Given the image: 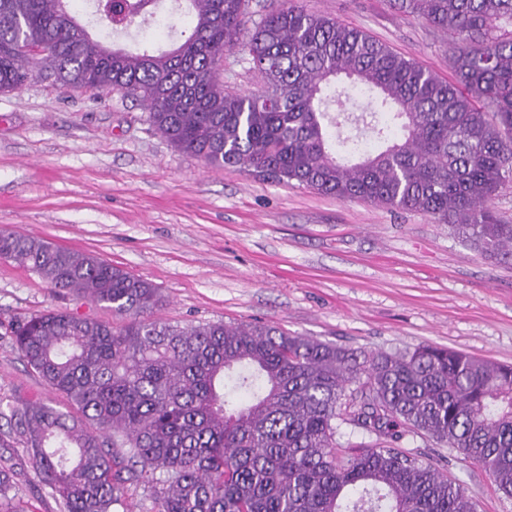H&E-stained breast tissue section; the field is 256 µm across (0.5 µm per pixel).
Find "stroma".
Listing matches in <instances>:
<instances>
[{"instance_id":"1","label":"stroma","mask_w":512,"mask_h":512,"mask_svg":"<svg viewBox=\"0 0 512 512\" xmlns=\"http://www.w3.org/2000/svg\"><path fill=\"white\" fill-rule=\"evenodd\" d=\"M454 77L452 39L388 0H299ZM72 9L107 43L166 50L188 22L161 0L159 22L108 32L88 0ZM95 254L148 280L174 324L264 322L365 352L432 344L512 365V261L482 255L428 214L391 210L214 168L177 152L143 108L112 90L35 80L0 93V226ZM45 310L122 324L89 298L52 291L0 260V401L66 399L11 347L12 323ZM0 470L15 512H63L0 417ZM478 512H512L485 471L448 465Z\"/></svg>"}]
</instances>
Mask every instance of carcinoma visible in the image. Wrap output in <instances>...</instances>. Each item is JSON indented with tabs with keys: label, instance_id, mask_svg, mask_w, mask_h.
<instances>
[{
	"label": "carcinoma",
	"instance_id": "obj_1",
	"mask_svg": "<svg viewBox=\"0 0 512 512\" xmlns=\"http://www.w3.org/2000/svg\"><path fill=\"white\" fill-rule=\"evenodd\" d=\"M69 2L0 0L1 93L36 78L112 88L190 158L423 212L512 260V224L488 208L512 184V0H390L455 37L453 81L293 0L251 29L247 0H184L181 42L136 53L92 40ZM158 2L93 9L127 30ZM234 50L262 92L224 89ZM342 78L360 92L352 110ZM0 259L130 316L47 311L11 326L12 348L71 406L10 407L64 512H113L129 481L152 512H477L460 480L402 448L408 436L479 465L512 500V365L434 345L362 357L263 322L174 325L154 317L150 282L2 227ZM11 489L0 471V512Z\"/></svg>",
	"mask_w": 512,
	"mask_h": 512
}]
</instances>
